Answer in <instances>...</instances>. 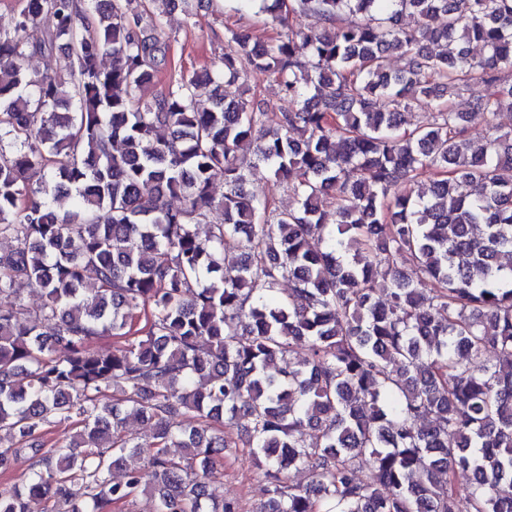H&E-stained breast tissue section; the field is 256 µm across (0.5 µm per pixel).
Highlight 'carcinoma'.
<instances>
[{"instance_id": "cac0c4a2", "label": "carcinoma", "mask_w": 512, "mask_h": 512, "mask_svg": "<svg viewBox=\"0 0 512 512\" xmlns=\"http://www.w3.org/2000/svg\"><path fill=\"white\" fill-rule=\"evenodd\" d=\"M149 2L21 0L0 26V473L22 452L37 466L0 480V512H114L145 493L154 512H241L216 480L240 446L264 512H512V130L492 122L512 111V0H238L275 38L229 28L221 71L173 69L161 91L160 17L202 0ZM296 11L327 28L294 30ZM57 50L63 73L27 74ZM258 76L287 110L266 112ZM259 165L294 206L247 191ZM104 335L123 344L93 348ZM488 351L501 362L473 368Z\"/></svg>"}]
</instances>
